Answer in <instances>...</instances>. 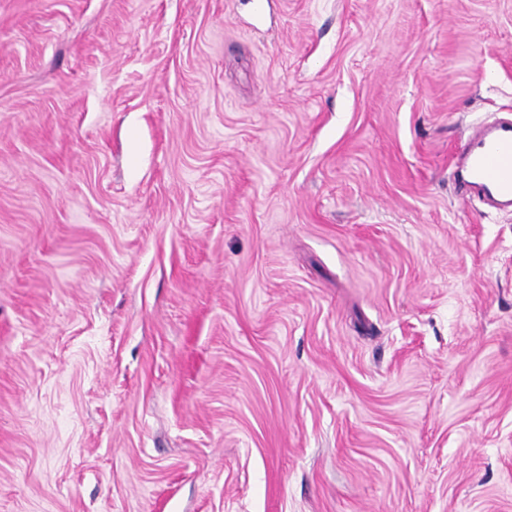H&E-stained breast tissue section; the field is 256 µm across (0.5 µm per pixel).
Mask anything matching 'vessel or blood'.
I'll return each instance as SVG.
<instances>
[{"label":"vessel or blood","instance_id":"obj_1","mask_svg":"<svg viewBox=\"0 0 512 512\" xmlns=\"http://www.w3.org/2000/svg\"><path fill=\"white\" fill-rule=\"evenodd\" d=\"M463 201L479 199L496 210L512 211V121L480 125L457 156Z\"/></svg>","mask_w":512,"mask_h":512}]
</instances>
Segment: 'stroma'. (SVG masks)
Instances as JSON below:
<instances>
[{"label": "stroma", "mask_w": 512, "mask_h": 512, "mask_svg": "<svg viewBox=\"0 0 512 512\" xmlns=\"http://www.w3.org/2000/svg\"><path fill=\"white\" fill-rule=\"evenodd\" d=\"M512 0H0V512H512ZM461 198L477 197L496 210L512 211V121L483 124L465 138L457 156Z\"/></svg>", "instance_id": "obj_1"}]
</instances>
